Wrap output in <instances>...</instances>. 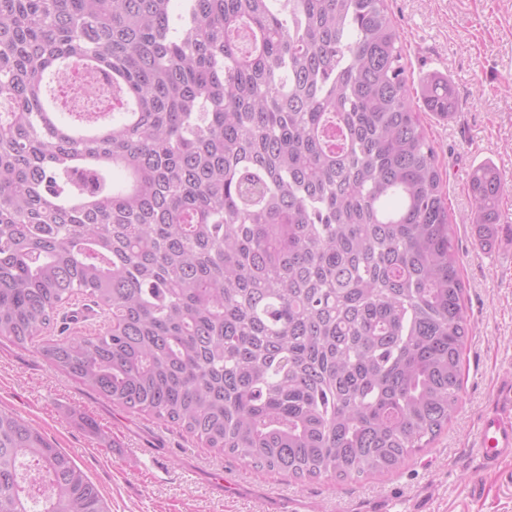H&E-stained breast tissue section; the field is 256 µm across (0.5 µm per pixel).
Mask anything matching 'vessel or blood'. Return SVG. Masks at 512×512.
Masks as SVG:
<instances>
[{"instance_id": "b4317fda", "label": "vessel or blood", "mask_w": 512, "mask_h": 512, "mask_svg": "<svg viewBox=\"0 0 512 512\" xmlns=\"http://www.w3.org/2000/svg\"><path fill=\"white\" fill-rule=\"evenodd\" d=\"M476 446L484 467L494 468L512 458V379L495 394V406L478 428Z\"/></svg>"}]
</instances>
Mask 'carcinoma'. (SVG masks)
<instances>
[{
	"label": "carcinoma",
	"mask_w": 512,
	"mask_h": 512,
	"mask_svg": "<svg viewBox=\"0 0 512 512\" xmlns=\"http://www.w3.org/2000/svg\"><path fill=\"white\" fill-rule=\"evenodd\" d=\"M182 2L0 0V338L85 294L111 330L40 351L112 403L296 480L394 471L448 426L469 334L400 33L385 0ZM88 59L112 111L74 138L47 79ZM469 186L488 242L506 179ZM0 512L108 510L0 408Z\"/></svg>",
	"instance_id": "1"
}]
</instances>
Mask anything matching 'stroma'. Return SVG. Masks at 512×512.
Listing matches in <instances>:
<instances>
[{"mask_svg":"<svg viewBox=\"0 0 512 512\" xmlns=\"http://www.w3.org/2000/svg\"><path fill=\"white\" fill-rule=\"evenodd\" d=\"M411 90L439 74L459 92L453 118L420 111L437 150L462 257L469 336L456 413L397 470L300 482L218 453L149 413L129 411L56 370L37 344L0 339V406L40 429L98 488L109 512H512V460L484 470L474 440L512 376V0H386ZM492 160L508 178L492 246L469 218L472 170Z\"/></svg>","mask_w":512,"mask_h":512,"instance_id":"stroma-1","label":"stroma"}]
</instances>
